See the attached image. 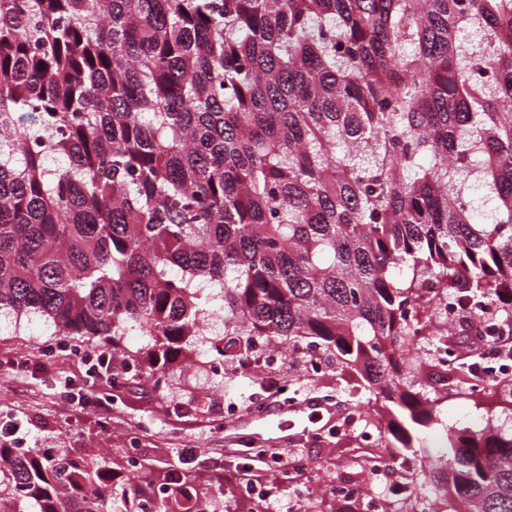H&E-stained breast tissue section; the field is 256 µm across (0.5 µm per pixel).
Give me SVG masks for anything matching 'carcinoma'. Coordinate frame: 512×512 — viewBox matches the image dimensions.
I'll return each instance as SVG.
<instances>
[{"instance_id":"1","label":"carcinoma","mask_w":512,"mask_h":512,"mask_svg":"<svg viewBox=\"0 0 512 512\" xmlns=\"http://www.w3.org/2000/svg\"><path fill=\"white\" fill-rule=\"evenodd\" d=\"M510 299L512 0H0V314L115 351L142 332L156 378L216 303L217 359L323 354L406 462L450 387L512 418L441 325L446 301L512 327ZM122 468L0 447V512H208L200 484L224 488L142 462L149 504ZM402 480L512 512V430H450Z\"/></svg>"}]
</instances>
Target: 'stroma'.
<instances>
[{
    "mask_svg": "<svg viewBox=\"0 0 512 512\" xmlns=\"http://www.w3.org/2000/svg\"><path fill=\"white\" fill-rule=\"evenodd\" d=\"M206 330L195 336L190 359L172 365L162 384L130 372L121 388L101 381L95 395L107 401L111 418L93 411H72L62 401L65 387L84 382L73 347L87 348L84 338L68 340V349L43 363V348L57 342L54 324L36 315L0 318V421L14 420L25 432L28 448L78 449L85 456L125 459L135 454L163 470H218L224 492L244 499L245 483L236 480L243 455L266 461L265 478H276L268 501L274 512H314L319 496H303L302 486L321 485L356 476L361 457L381 452L386 468L398 471L400 458L378 449L364 430L349 432L357 399L333 365L309 373L287 364L252 373L218 372L209 367L212 346L224 337V316L205 308ZM286 385L294 404L267 398L271 380ZM504 421L497 407L451 400L438 407L433 437L449 430H478ZM297 449L302 466L283 473L273 456Z\"/></svg>",
    "mask_w": 512,
    "mask_h": 512,
    "instance_id": "obj_1",
    "label": "stroma"
}]
</instances>
